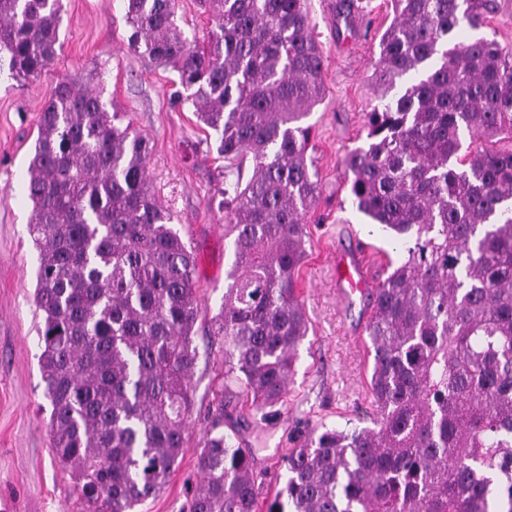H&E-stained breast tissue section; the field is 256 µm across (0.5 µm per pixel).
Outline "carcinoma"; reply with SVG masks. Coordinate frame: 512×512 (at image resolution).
I'll return each instance as SVG.
<instances>
[{
  "mask_svg": "<svg viewBox=\"0 0 512 512\" xmlns=\"http://www.w3.org/2000/svg\"><path fill=\"white\" fill-rule=\"evenodd\" d=\"M126 2L131 45L178 73L237 173L221 202L233 254L216 316L224 382L258 410L281 406L307 336L296 278L319 195L304 119L322 100L324 56L304 0H208L202 42L177 24L176 0ZM392 5L368 143L346 157L358 210L403 256L366 293L371 411L292 449L267 505L247 451L211 430L186 512H512V147L491 145L512 140V52L467 35L497 0ZM62 12V0H0L12 78L54 59ZM125 118L59 81L26 180L52 448L86 512H134L157 495L194 405L195 259Z\"/></svg>",
  "mask_w": 512,
  "mask_h": 512,
  "instance_id": "cac0c4a2",
  "label": "carcinoma"
}]
</instances>
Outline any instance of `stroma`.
<instances>
[{
    "label": "stroma",
    "instance_id": "35a3bbf8",
    "mask_svg": "<svg viewBox=\"0 0 512 512\" xmlns=\"http://www.w3.org/2000/svg\"><path fill=\"white\" fill-rule=\"evenodd\" d=\"M341 2H307L324 50V98L306 119L320 187L306 217V256L297 280L308 333L297 350L285 404L270 416L250 406L236 386L225 385L224 340L212 331L231 261L220 208L224 163L194 107L182 99L175 72L131 47L126 0H63L61 46L51 65L22 84L0 71V512H81L76 484L51 447V405L39 366L41 313L34 298L38 251L24 186L39 113L63 78L101 91L146 137L150 189L197 257L202 313L195 326L198 359L187 442L176 471L137 512H185L201 481L197 457L212 426H220L233 447L249 449L274 492L282 461L299 438L344 428L369 410L370 312L365 297L338 295L333 255L340 246L365 245L377 272L400 259L393 239L357 210L344 165L345 156L366 140L379 42L394 13L391 0H361L364 12L348 23L339 14Z\"/></svg>",
    "mask_w": 512,
    "mask_h": 512
}]
</instances>
